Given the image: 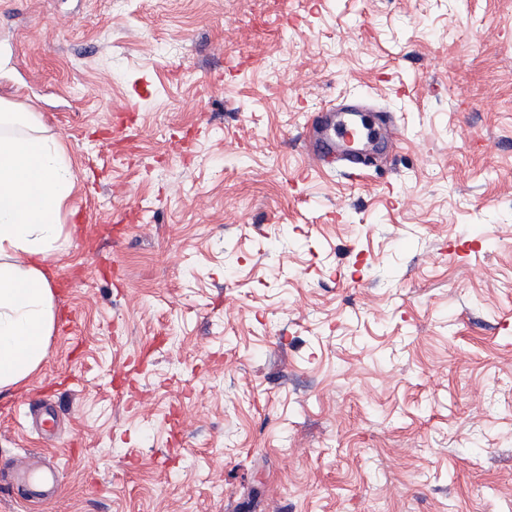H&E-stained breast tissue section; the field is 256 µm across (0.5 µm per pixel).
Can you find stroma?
<instances>
[{"label": "stroma", "mask_w": 512, "mask_h": 512, "mask_svg": "<svg viewBox=\"0 0 512 512\" xmlns=\"http://www.w3.org/2000/svg\"><path fill=\"white\" fill-rule=\"evenodd\" d=\"M0 99L76 176L0 512H512V0H0ZM332 117L327 132L322 139L308 138V155L316 168L336 165V155L354 166L368 164L366 150L383 141L392 146L391 136L396 139L397 133L390 114L367 112L355 105H344L340 108H329ZM336 112V113H335ZM362 141V146L357 142Z\"/></svg>", "instance_id": "stroma-1"}]
</instances>
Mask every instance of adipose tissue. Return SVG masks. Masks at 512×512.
I'll use <instances>...</instances> for the list:
<instances>
[{"mask_svg": "<svg viewBox=\"0 0 512 512\" xmlns=\"http://www.w3.org/2000/svg\"><path fill=\"white\" fill-rule=\"evenodd\" d=\"M75 183L37 114L0 100V391L26 381L46 356L56 320L46 270Z\"/></svg>", "mask_w": 512, "mask_h": 512, "instance_id": "ef3b65f1", "label": "adipose tissue"}]
</instances>
